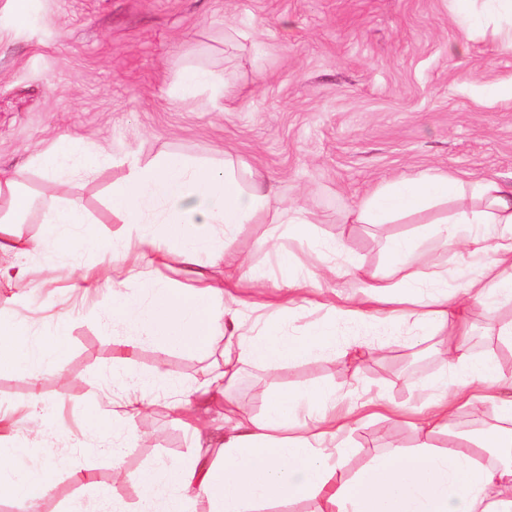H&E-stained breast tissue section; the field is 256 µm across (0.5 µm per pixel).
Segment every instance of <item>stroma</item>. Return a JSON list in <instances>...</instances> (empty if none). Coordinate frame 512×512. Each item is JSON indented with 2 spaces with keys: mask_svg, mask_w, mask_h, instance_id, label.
I'll return each instance as SVG.
<instances>
[{
  "mask_svg": "<svg viewBox=\"0 0 512 512\" xmlns=\"http://www.w3.org/2000/svg\"><path fill=\"white\" fill-rule=\"evenodd\" d=\"M503 25L493 18L461 39L449 0H29L20 25L10 0H0V169L41 192L48 188L30 158L60 134L103 152L82 195L91 231L109 242L123 231L112 221L108 198L128 160L145 165L177 153L220 164L229 155L239 170L259 171L283 198L311 212L312 240H343L337 265L382 271L390 237L409 235L420 241L416 270L447 271L439 292L450 295L462 275L478 272L456 250L423 239L417 224H350L346 216L366 192L402 174L432 169L466 183L512 182V99L489 93L512 84ZM460 40L463 53L451 54ZM189 65L233 75L234 100L213 101L205 93L175 100L173 88ZM48 190L68 194L62 183ZM273 232L290 254L284 275L267 244ZM227 250L266 276L261 290L235 289L244 311L287 297L289 282L309 279L321 265L320 254L290 237L284 224L275 230L241 225ZM48 264L33 257L24 287L0 285V303L16 301L41 331L58 318L67 321L58 358L42 378L40 406H31L20 372L0 370V411L16 420L10 445L50 468L52 488L36 512H66L78 495L96 505L99 488L136 512L139 475L194 454L198 420L222 421L225 405L253 416L272 390L319 382L340 395L352 391L362 401L379 396L390 406L413 408L447 371L442 337L419 344L408 335H382L369 318L355 327L340 322L337 346L351 342L361 350L360 386H352L331 351L275 372L243 365L237 384L215 395L201 419L170 412L162 402L145 408L134 420L141 440L123 449L118 477L113 447L101 439L115 424L100 412L96 391L118 394L157 377L198 385L223 363L224 343L216 341L205 355L150 344L125 352L121 338L129 327L104 326L112 317L110 288L54 277ZM468 317L473 355L493 354L512 372V347L497 343L491 331L496 319L512 318V306L494 317L476 306ZM123 356L129 373L113 375ZM403 374L409 384L400 382ZM415 440L400 419L365 420L349 434L355 453L348 471L356 473L384 448ZM73 469L90 472L94 488L75 483Z\"/></svg>",
  "mask_w": 512,
  "mask_h": 512,
  "instance_id": "obj_1",
  "label": "stroma"
}]
</instances>
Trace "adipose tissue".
Returning a JSON list of instances; mask_svg holds the SVG:
<instances>
[{
	"label": "adipose tissue",
	"mask_w": 512,
	"mask_h": 512,
	"mask_svg": "<svg viewBox=\"0 0 512 512\" xmlns=\"http://www.w3.org/2000/svg\"><path fill=\"white\" fill-rule=\"evenodd\" d=\"M30 163L48 183L78 185L96 170L95 159L77 152L66 136ZM468 192L483 199L484 207H462L427 225L430 238L454 247L479 268L458 296L442 298L421 288L412 270L415 242L397 236L385 271L360 280L361 304L331 307L306 343L283 333L285 323L307 303L301 290L250 321L225 302L237 285L232 272L243 266L225 249L240 225L285 224L295 239L307 241L312 224L303 207L284 204L262 175L242 179L229 158L220 166L178 154L146 165L130 160L110 195L112 219L125 227L116 246L87 230L79 196L61 202L42 198L0 170V281L22 284L25 260L36 254L73 257V264L59 267V275L85 279L89 272L75 259L97 253L112 284L113 317L134 329L125 341L128 350L144 344L202 349L222 339L223 367L195 389L175 388L168 407L177 413L192 412L195 402L211 392L229 390L243 364L274 371L335 348L338 319L356 325L368 316L391 331L410 322L445 337L451 374L432 387V401L419 411L391 410L416 429L414 448L383 449L356 477H346L352 453L347 434L369 411L387 409L382 399L346 402L320 385L277 392L259 416L225 412L222 441L198 437L199 454L144 474L137 512H196L202 501L208 512H266L275 504L311 498L324 502V512H512V375L494 356L475 357L467 350L471 307L496 311L512 305V183L481 179L466 186L424 170L379 187L350 210L348 219L392 224ZM35 210L44 230L28 239L21 226ZM203 257L229 267L225 288L204 284L183 291L146 273L171 260L194 265ZM131 279L140 283L134 295L124 288ZM63 336L59 326L34 339L26 319L0 317V368L27 377L31 404L42 401V371L54 364ZM151 387V381H141L139 388L112 401L111 414L122 422L111 436L113 447L138 442L132 423ZM475 406L491 410V427L448 447L436 446L435 435L447 430L460 410ZM49 488L43 467L28 464L19 449L0 440L1 497L30 510Z\"/></svg>",
	"instance_id": "obj_1"
}]
</instances>
